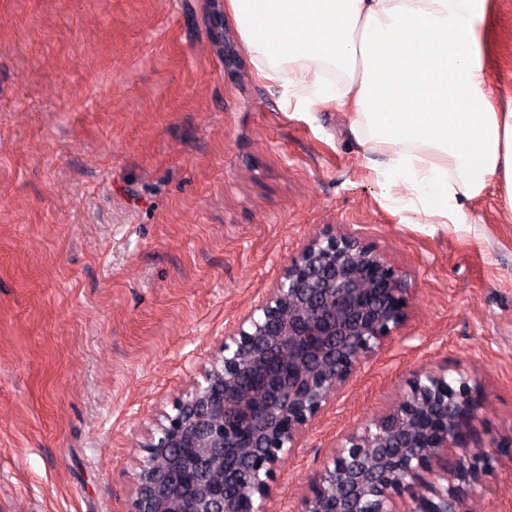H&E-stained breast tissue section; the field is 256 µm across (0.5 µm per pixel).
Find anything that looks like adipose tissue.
Masks as SVG:
<instances>
[{"label":"adipose tissue","mask_w":512,"mask_h":512,"mask_svg":"<svg viewBox=\"0 0 512 512\" xmlns=\"http://www.w3.org/2000/svg\"><path fill=\"white\" fill-rule=\"evenodd\" d=\"M487 0H227L258 72L306 111L349 107L362 146H388L405 208L466 224L496 186L512 214V103L496 107L478 26Z\"/></svg>","instance_id":"obj_1"}]
</instances>
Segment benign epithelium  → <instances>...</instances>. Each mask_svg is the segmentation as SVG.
<instances>
[{"mask_svg": "<svg viewBox=\"0 0 512 512\" xmlns=\"http://www.w3.org/2000/svg\"><path fill=\"white\" fill-rule=\"evenodd\" d=\"M403 275L349 236L308 244L276 288L224 336L186 399L143 444L129 512H255L295 448L357 366L404 325ZM477 409L473 388L441 373L416 376L374 429L348 435L298 512H385L432 468L444 448H465ZM476 453L458 460L449 487L427 486L411 512H460L482 479Z\"/></svg>", "mask_w": 512, "mask_h": 512, "instance_id": "1", "label": "benign epithelium"}]
</instances>
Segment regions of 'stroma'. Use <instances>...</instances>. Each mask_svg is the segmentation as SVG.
<instances>
[{"mask_svg":"<svg viewBox=\"0 0 512 512\" xmlns=\"http://www.w3.org/2000/svg\"><path fill=\"white\" fill-rule=\"evenodd\" d=\"M225 0H0V512H127L143 444L224 334L330 235L402 271L407 321L281 456L262 512H297L342 439L419 374L467 381L465 512H512V215L398 205L344 111L259 76ZM512 97V0H488Z\"/></svg>","mask_w":512,"mask_h":512,"instance_id":"1","label":"stroma"}]
</instances>
